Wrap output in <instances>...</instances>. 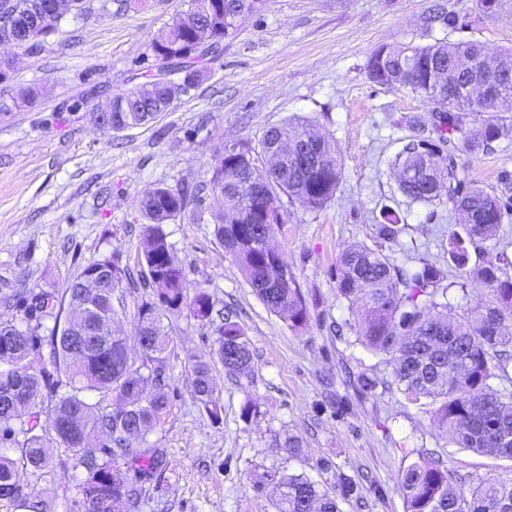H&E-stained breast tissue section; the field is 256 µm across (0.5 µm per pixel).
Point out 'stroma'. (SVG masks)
Returning a JSON list of instances; mask_svg holds the SVG:
<instances>
[{"label":"stroma","mask_w":512,"mask_h":512,"mask_svg":"<svg viewBox=\"0 0 512 512\" xmlns=\"http://www.w3.org/2000/svg\"><path fill=\"white\" fill-rule=\"evenodd\" d=\"M86 13L62 19L41 46L20 52L0 100L18 88L44 87L32 105L0 113V314L17 297L63 290L83 266L108 256L135 265L142 249L139 201L166 184L195 188L225 141L257 143L286 119L315 125L333 138L343 161L336 195L321 209L287 205L275 244L295 273L308 306L306 326L292 330L253 293L209 224L175 221L164 230L190 288H204L221 312L238 316L254 351L250 378L213 362L222 409L214 423L199 409L186 357L208 351L214 326L189 313L168 319L174 339L166 359L173 406L146 447L164 464L143 485L139 512H276L272 488L254 484L270 470L306 473L335 495L342 512H404L400 472L420 454L437 452L473 480L512 481V461L449 447L429 414L395 390L362 397L348 372L388 375L353 333L337 339L333 324L350 319L336 296V261L348 244H379L374 224L383 206L407 226L399 244H379L392 262L412 270L440 256L442 231L458 223L450 205L404 196L398 153L414 121L431 104L367 77L382 45L468 40L487 53L512 49V0L487 15L476 0H266L242 21L223 54L207 61L187 95L151 123L124 131L98 129L92 107L132 89L157 68L149 45L188 0H87ZM456 15L457 31L426 29L435 10ZM474 185L494 194L512 175V129L467 169ZM258 414L241 416L246 401ZM303 440L298 453L288 436ZM54 470L32 479L33 501L47 512H80L82 470L70 449L50 445ZM355 482L346 495L341 475Z\"/></svg>","instance_id":"35a3bbf8"}]
</instances>
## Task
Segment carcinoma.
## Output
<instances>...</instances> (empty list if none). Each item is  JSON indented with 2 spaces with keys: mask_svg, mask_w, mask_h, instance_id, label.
<instances>
[{
  "mask_svg": "<svg viewBox=\"0 0 512 512\" xmlns=\"http://www.w3.org/2000/svg\"><path fill=\"white\" fill-rule=\"evenodd\" d=\"M23 23L14 49L25 50L54 32L59 21L48 18L40 0H17ZM264 0H190L187 13L165 25L152 38L150 50L158 67L180 74L178 81L153 75L140 86L110 99L112 127L121 131L143 125L168 111L181 95L198 84V63L217 58L224 40L235 35L238 16L256 14ZM458 17L432 13L428 29H463ZM210 44L200 46V35ZM483 46L467 41L406 43L374 49L367 76L375 84L406 89L423 98L448 99V86L434 87L435 71L446 70L461 56L481 57ZM41 94L37 86L19 88L10 112ZM470 112L448 111L433 116V125L419 123L417 135L399 153L401 191L416 202L450 203L463 221L449 226L440 243L442 261L423 260L413 272L392 263L383 249L364 243L349 245L336 265V296L349 303L354 343L391 368V380L365 372L353 381L360 394L380 386H396L405 398L426 408L443 430L448 445L512 461V277L503 275L512 259L505 251L489 256L487 243L497 242L504 220L512 216V198L492 195L468 182L462 157L473 156L497 141L505 112H512V92L496 101L478 96ZM311 125L285 120L263 134L258 147L234 144L230 153L217 151L214 163L196 193L159 185L140 199L144 222L143 250L138 256L137 282L129 266L110 257L84 266L62 293L40 291L16 301L17 314L0 316V501L44 512L24 492V478L50 468L47 437L78 455L82 512H138V484L163 463V453L141 452L138 445L161 424L172 407L166 377L167 353L173 345L164 318L188 311L204 325L213 322L214 303L203 288L189 289L163 225L191 213L195 224H211L213 233L266 308L299 329L308 309L294 273H284L281 255L270 241L287 210L282 197L310 209L330 202L342 174L336 144L320 139L319 160L306 163L293 151ZM263 164L268 193L256 197L251 180ZM206 195L208 205L201 204ZM406 225L390 209L381 213L376 237L399 243ZM476 283L489 292L486 303L450 319L443 314L448 296L465 293ZM149 288L153 300L137 307L133 351L127 337L108 325L127 308L126 292ZM81 307L98 325L100 344L86 355L75 351L66 309ZM54 319L42 334L43 320ZM208 354L190 353L192 385L202 410L220 420L222 406L211 362L219 360L238 378L250 376L254 354L242 324L231 315L217 329ZM43 398L54 403L46 418L36 411ZM19 456L1 452L4 445ZM259 484L280 490L276 512H340L336 498L310 476L266 473ZM406 512H512V483L484 481L474 486L436 456L422 458L400 477Z\"/></svg>",
  "mask_w": 512,
  "mask_h": 512,
  "instance_id": "1",
  "label": "carcinoma"
}]
</instances>
